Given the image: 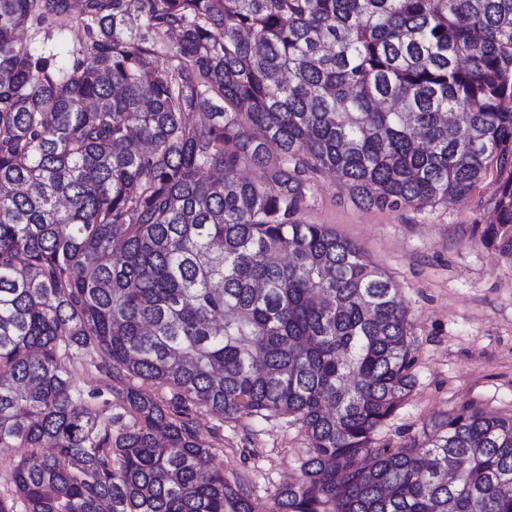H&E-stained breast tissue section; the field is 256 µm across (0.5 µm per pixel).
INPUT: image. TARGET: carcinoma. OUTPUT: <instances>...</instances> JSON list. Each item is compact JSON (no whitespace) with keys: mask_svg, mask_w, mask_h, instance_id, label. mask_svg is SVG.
Instances as JSON below:
<instances>
[{"mask_svg":"<svg viewBox=\"0 0 512 512\" xmlns=\"http://www.w3.org/2000/svg\"><path fill=\"white\" fill-rule=\"evenodd\" d=\"M49 21L83 30L64 67L18 36ZM508 164L512 0H0V446L28 449L25 512H512L511 414L374 445L415 385L407 311L298 218L310 174L422 210ZM491 224L512 254V178ZM84 355L139 381L122 413L74 394ZM202 407L295 417L300 477L257 507Z\"/></svg>","mask_w":512,"mask_h":512,"instance_id":"obj_1","label":"carcinoma"}]
</instances>
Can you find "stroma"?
<instances>
[{
    "label": "stroma",
    "mask_w": 512,
    "mask_h": 512,
    "mask_svg": "<svg viewBox=\"0 0 512 512\" xmlns=\"http://www.w3.org/2000/svg\"><path fill=\"white\" fill-rule=\"evenodd\" d=\"M511 178L512 169L492 168L464 197L421 211L354 202L328 172L312 180L301 221L327 225L390 275L411 324L416 384L378 426L376 444L401 447L467 406L512 414V255L486 234L497 188ZM72 384L103 415L118 414L113 381L92 360L75 364ZM194 419L225 479L246 478L256 503L299 477L308 440L293 417L228 421L202 408Z\"/></svg>",
    "instance_id": "35a3bbf8"
}]
</instances>
